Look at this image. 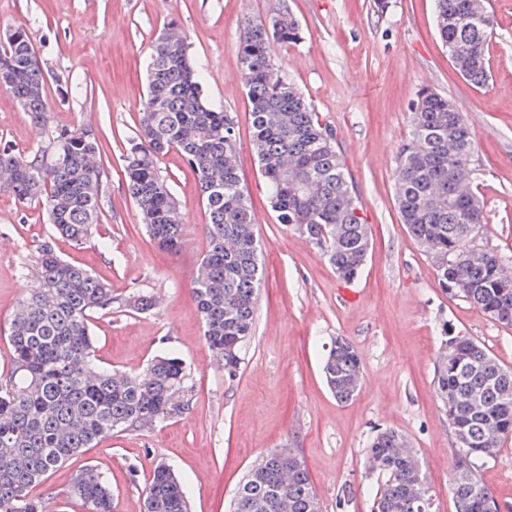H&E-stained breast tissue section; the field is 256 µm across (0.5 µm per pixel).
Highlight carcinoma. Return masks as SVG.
Segmentation results:
<instances>
[{
	"label": "carcinoma",
	"mask_w": 512,
	"mask_h": 512,
	"mask_svg": "<svg viewBox=\"0 0 512 512\" xmlns=\"http://www.w3.org/2000/svg\"><path fill=\"white\" fill-rule=\"evenodd\" d=\"M475 0H435V24L460 75L477 88L489 82V44L494 19L474 11ZM298 21L277 12L246 24L237 45L252 119V148L280 223L318 247L345 282L358 277L370 249L366 224L333 134L311 105L278 73L272 45L300 39ZM26 32L0 41V73L13 100L44 120L43 73ZM205 70L193 60L185 37L164 33L150 48L147 92L140 129L125 156L124 180L150 237L161 247L181 244L183 223L176 198L161 174L160 160L180 153L198 178L205 209L208 249L194 288L209 350L237 376L242 351L253 335L262 282L256 216L237 162L233 118L210 106L203 93ZM86 129H65L32 157L0 150V173L21 202L39 200L57 233L81 246L93 238L102 201L98 138ZM474 142L459 110L423 89L411 118V135L400 151L395 191L402 223L435 261L442 286L491 320L512 325V277L506 259L475 242L485 223L471 189ZM125 306L147 313L150 295ZM112 311V288L88 269L57 255L52 242L39 246L33 288L11 326L12 371L0 382V512H50L30 495L46 475L115 431L151 426L172 411L174 395L188 379L174 354L157 356L138 373L96 365L91 317ZM323 376L340 402L352 400L362 379L361 359L345 339L326 356ZM437 394L454 435L466 443L453 453L450 490L456 512H488L497 499L476 462L493 457L512 435V369L468 336L440 352ZM408 438L378 433L369 448L380 483L372 512H407L411 490L428 483ZM69 494L86 512H112V493L91 466L74 477ZM247 512H319L306 466L295 467L288 449L267 452L236 492ZM145 512H188L184 487L174 471L155 468L146 489Z\"/></svg>",
	"instance_id": "carcinoma-1"
}]
</instances>
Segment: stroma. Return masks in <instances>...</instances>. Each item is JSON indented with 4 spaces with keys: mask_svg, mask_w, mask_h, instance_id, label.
<instances>
[{
    "mask_svg": "<svg viewBox=\"0 0 512 512\" xmlns=\"http://www.w3.org/2000/svg\"><path fill=\"white\" fill-rule=\"evenodd\" d=\"M283 10L298 19L301 39L276 45L278 70L334 133L368 227L371 249L350 283L318 248L280 224L252 150L236 46L246 20ZM491 10V78L476 88L458 74L438 36L433 0H0V33L25 30L49 106L38 124L0 91V147L27 157L56 131L89 128L99 138L103 171L99 224L80 248L55 234L41 203L19 201L0 181V239L12 242L0 250V380L12 367L9 323L48 240L112 288L116 307L91 323L102 368L139 372L170 351L189 372L177 410L150 428L102 440L36 487L52 512H85L68 490L88 463L111 487L112 512H144L160 463L183 483L191 512H228L247 471L273 448L295 450L320 512H371L378 474L368 448L385 429L404 433L418 451L434 512H455V439L436 394L437 356L447 337L469 336L512 368V326L441 287L432 259L400 220L394 172L419 90L448 97L474 134L472 189L486 216L479 242L512 260V0H493ZM172 22L206 69L207 100L235 121L238 165L262 245L255 331L232 379L205 344L193 299L208 245L193 171L174 151L159 163L184 227L183 245L173 252L149 238L123 176L150 46ZM142 293L157 299L155 309L123 307ZM339 337L354 346L363 368L347 403L333 397L321 372ZM479 474L503 512H512V436L480 463Z\"/></svg>",
    "mask_w": 512,
    "mask_h": 512,
    "instance_id": "stroma-1",
    "label": "stroma"
}]
</instances>
